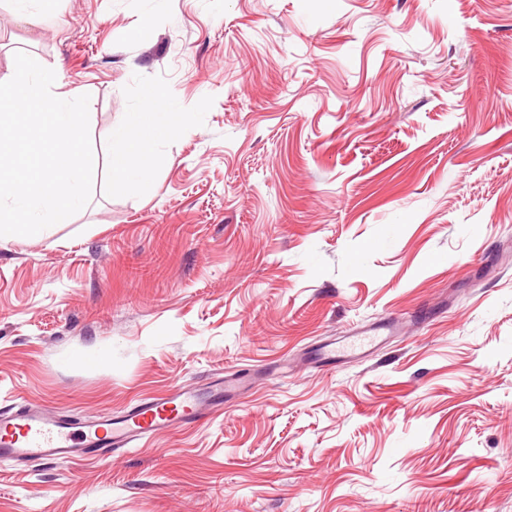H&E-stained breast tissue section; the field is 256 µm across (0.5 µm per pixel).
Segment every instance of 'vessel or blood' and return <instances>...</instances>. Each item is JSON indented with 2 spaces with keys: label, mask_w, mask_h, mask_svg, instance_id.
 <instances>
[{
  "label": "vessel or blood",
  "mask_w": 512,
  "mask_h": 512,
  "mask_svg": "<svg viewBox=\"0 0 512 512\" xmlns=\"http://www.w3.org/2000/svg\"><path fill=\"white\" fill-rule=\"evenodd\" d=\"M376 338L373 329L358 333L342 348H323L320 357L330 363L341 354L355 355ZM242 386L241 378L231 374L203 388H173L167 395L133 407L122 417L101 415L88 422L46 407H24L9 415L0 414V456L17 461L64 460L75 464L88 448L110 453L162 431L205 423L223 409L225 395Z\"/></svg>",
  "instance_id": "1"
}]
</instances>
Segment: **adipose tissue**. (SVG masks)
Returning a JSON list of instances; mask_svg holds the SVG:
<instances>
[{
  "label": "adipose tissue",
  "mask_w": 512,
  "mask_h": 512,
  "mask_svg": "<svg viewBox=\"0 0 512 512\" xmlns=\"http://www.w3.org/2000/svg\"><path fill=\"white\" fill-rule=\"evenodd\" d=\"M185 124L182 114L170 111L159 95H145L133 111L122 113L108 134L107 164L116 182L138 193L153 187L151 152L154 141L179 133Z\"/></svg>",
  "instance_id": "obj_1"
}]
</instances>
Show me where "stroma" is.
Returning a JSON list of instances; mask_svg holds the SVG:
<instances>
[{
    "label": "stroma",
    "instance_id": "35a3bbf8",
    "mask_svg": "<svg viewBox=\"0 0 512 512\" xmlns=\"http://www.w3.org/2000/svg\"><path fill=\"white\" fill-rule=\"evenodd\" d=\"M43 8L0 0V74L89 94L94 153L149 93L188 122L149 193L101 169L0 247V411L246 383L109 458H0V512H512V0ZM377 330L378 329L374 328L358 333L357 336L350 338V340L342 348L339 349H336V347L328 348L329 345L323 347L322 351L320 352L321 360L327 363H331L336 359V357H338V354L345 356L355 355L356 351L363 350L365 346L372 344L379 337L377 336Z\"/></svg>",
    "mask_w": 512,
    "mask_h": 512
}]
</instances>
